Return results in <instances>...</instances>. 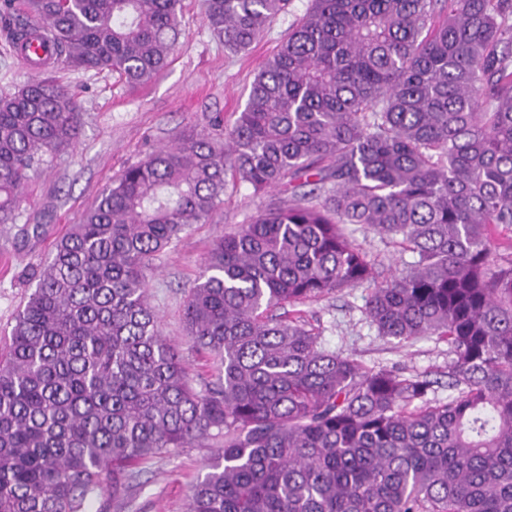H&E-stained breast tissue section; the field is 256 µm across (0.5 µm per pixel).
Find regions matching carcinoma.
Masks as SVG:
<instances>
[{
  "mask_svg": "<svg viewBox=\"0 0 512 512\" xmlns=\"http://www.w3.org/2000/svg\"><path fill=\"white\" fill-rule=\"evenodd\" d=\"M287 5L202 0L203 19L238 53ZM26 8L44 34L11 27L14 49L136 86L167 66L183 0ZM80 124L52 80L0 96V224ZM231 181L277 196L187 294V341L220 367L198 384L147 275ZM344 224L414 261L378 279ZM363 286L379 335L448 343V401L287 310ZM205 439L221 452L187 512H512V0H310L232 124L129 166L58 239L0 359V512H85Z\"/></svg>",
  "mask_w": 512,
  "mask_h": 512,
  "instance_id": "cac0c4a2",
  "label": "carcinoma"
}]
</instances>
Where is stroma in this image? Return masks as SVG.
Masks as SVG:
<instances>
[{
  "mask_svg": "<svg viewBox=\"0 0 512 512\" xmlns=\"http://www.w3.org/2000/svg\"><path fill=\"white\" fill-rule=\"evenodd\" d=\"M309 0H290L264 36L249 50L230 54L203 21L201 0H184L181 35L167 67L149 84L132 88L109 72H80L63 65L46 70L47 78L77 96L83 126L75 147L40 166L19 195L16 219L0 224V353L7 351L14 318L35 283L54 244L78 223L95 197L130 165L156 148L174 143L182 131L210 132L216 119L231 122L242 111L250 85L263 63L276 53L288 28L304 15ZM267 197L253 195L244 184L228 186L224 203L206 224L193 225L175 247L158 254L149 272V302L158 328L181 352L195 381H216L218 365L193 350L183 331L188 291L204 270L213 243L235 225L264 209ZM44 225L37 238L22 234L24 225ZM345 233L361 244L379 274L403 267L411 253L356 224ZM367 291L350 288L301 307L309 326L319 331L327 348L352 356L369 367L432 380L429 397L448 399V346L427 336L397 342L379 336L364 308ZM203 442L171 457L140 466L121 503L102 492L92 512H186L191 485L217 456Z\"/></svg>",
  "mask_w": 512,
  "mask_h": 512,
  "instance_id": "35a3bbf8",
  "label": "stroma"
}]
</instances>
